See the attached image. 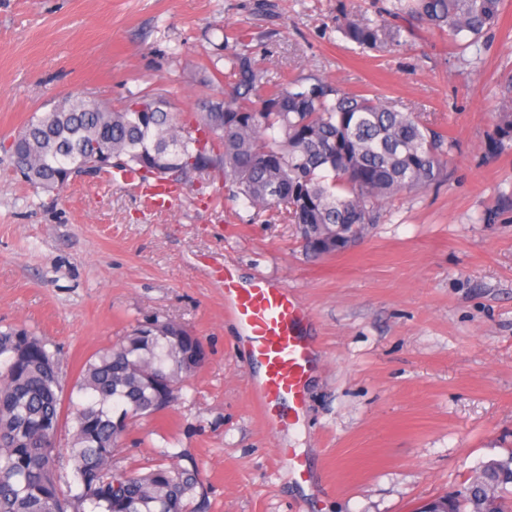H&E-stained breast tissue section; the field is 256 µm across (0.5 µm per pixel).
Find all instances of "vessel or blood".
<instances>
[{"mask_svg":"<svg viewBox=\"0 0 512 512\" xmlns=\"http://www.w3.org/2000/svg\"><path fill=\"white\" fill-rule=\"evenodd\" d=\"M224 311L241 330L240 343L263 375L252 385L256 408L272 432L292 426L299 417L305 385L318 367V352L307 335L310 316L284 286L265 279L238 282L231 272L220 276ZM297 479H308L307 462L294 449L277 448Z\"/></svg>","mask_w":512,"mask_h":512,"instance_id":"1","label":"vessel or blood"}]
</instances>
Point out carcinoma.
Listing matches in <instances>:
<instances>
[{
	"label": "carcinoma",
	"instance_id": "obj_1",
	"mask_svg": "<svg viewBox=\"0 0 512 512\" xmlns=\"http://www.w3.org/2000/svg\"><path fill=\"white\" fill-rule=\"evenodd\" d=\"M503 0H394L388 13L436 29L457 44L476 43L498 21ZM343 37L363 50L402 43L411 28L343 14ZM249 33L224 36V58L203 67L201 83L222 95L187 114L168 110L159 93L134 94L121 110L92 93H70L33 114L0 148L35 191L52 193L88 171L114 167L142 183L180 186L218 180L256 215L302 229L316 256L347 248L383 218L382 204L418 192L445 173L454 141L418 114L378 95L350 93L318 77L274 82L259 66ZM224 67H219V62ZM495 154L512 151V75L500 84ZM279 130L276 138L267 131ZM202 342L181 324L149 319L92 354L72 390L82 397L68 442L70 475H60L66 373L57 352L24 325L0 330V512H204L197 463L159 451L142 468L119 458V440L138 418L167 410L154 383L175 388L202 367ZM187 464H181L182 460ZM512 457L482 466L466 489L471 512H509Z\"/></svg>",
	"mask_w": 512,
	"mask_h": 512
}]
</instances>
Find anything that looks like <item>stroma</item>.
Instances as JSON below:
<instances>
[{"mask_svg": "<svg viewBox=\"0 0 512 512\" xmlns=\"http://www.w3.org/2000/svg\"><path fill=\"white\" fill-rule=\"evenodd\" d=\"M384 0H0V141L85 90L124 106L162 89L191 111L227 31L247 30L271 80L316 75L399 100L456 141L448 177L389 201L345 250L309 254L297 225L254 217L221 185L144 209L137 189L82 177L34 193L0 152V324L61 353L68 380L138 321L182 324L206 350L165 414L122 441L195 459L208 512H419L485 462L512 457V154L485 148L512 73V0L459 49L426 29L363 52L342 11ZM288 287L310 314L321 364L299 420L275 434L251 405L257 374L224 314V269ZM306 456L294 480L275 450Z\"/></svg>", "mask_w": 512, "mask_h": 512, "instance_id": "obj_1", "label": "stroma"}]
</instances>
